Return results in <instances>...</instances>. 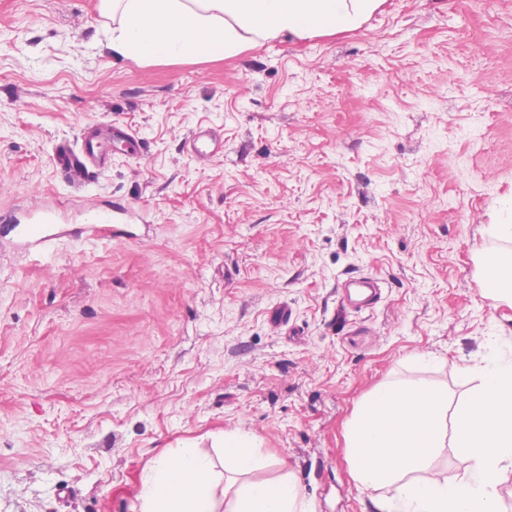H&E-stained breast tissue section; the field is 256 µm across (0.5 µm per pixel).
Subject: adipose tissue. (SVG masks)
I'll return each mask as SVG.
<instances>
[{"label":"adipose tissue","instance_id":"obj_1","mask_svg":"<svg viewBox=\"0 0 512 512\" xmlns=\"http://www.w3.org/2000/svg\"><path fill=\"white\" fill-rule=\"evenodd\" d=\"M385 0H104L112 50L137 62L231 58L265 42L361 28ZM473 385L449 410L433 384H384L358 404L346 430L351 472L364 490L393 488L378 512H501L495 477L512 469V359L489 352L482 366L452 364ZM454 447L470 463L458 481L434 461ZM259 439L225 432L216 452L186 441L162 449L142 473L140 512H315L286 474L248 482Z\"/></svg>","mask_w":512,"mask_h":512}]
</instances>
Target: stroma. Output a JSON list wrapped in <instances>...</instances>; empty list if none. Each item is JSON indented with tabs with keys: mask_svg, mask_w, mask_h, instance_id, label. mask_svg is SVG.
Returning <instances> with one entry per match:
<instances>
[{
	"mask_svg": "<svg viewBox=\"0 0 512 512\" xmlns=\"http://www.w3.org/2000/svg\"><path fill=\"white\" fill-rule=\"evenodd\" d=\"M101 0H0V512H134L181 440L236 428L317 512H374L345 425L378 384L469 388L427 358H512L481 257L512 224V0H386L360 29L227 60L113 55ZM79 186L56 148L91 127ZM220 130L206 161L185 142ZM60 209L28 251L10 224ZM126 237L74 233L87 216ZM371 273L382 296L340 305ZM287 305L288 321L270 314ZM97 146L87 142L82 153L63 148L57 156L58 165L68 179L75 184L84 182L104 161L98 156Z\"/></svg>",
	"mask_w": 512,
	"mask_h": 512,
	"instance_id": "1",
	"label": "stroma"
}]
</instances>
